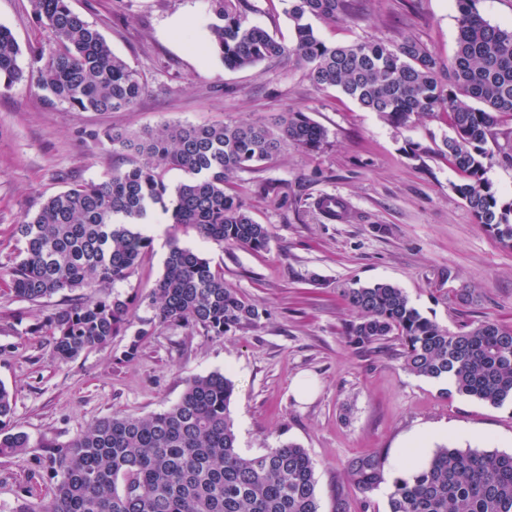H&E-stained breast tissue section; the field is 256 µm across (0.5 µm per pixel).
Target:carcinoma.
Listing matches in <instances>:
<instances>
[{
	"label": "carcinoma",
	"mask_w": 512,
	"mask_h": 512,
	"mask_svg": "<svg viewBox=\"0 0 512 512\" xmlns=\"http://www.w3.org/2000/svg\"><path fill=\"white\" fill-rule=\"evenodd\" d=\"M478 0H456L458 36L448 68L413 36L386 42L366 38L332 44L314 22L335 23L352 0H281L292 42L249 21L242 0H209L208 45L229 70L295 58L317 88H337L396 129L448 117L452 135L434 153L454 167V191L476 223L512 247V202H502L486 177L496 130L512 120V30L487 22ZM49 42L31 55L36 85L49 106L75 112L133 109L146 91L140 72L116 56L98 29L69 0H30ZM20 47L0 25V87L23 78ZM100 144L132 157L101 181L74 184L48 197L15 226L20 259L5 274L10 294L39 305L60 295L44 319L61 363L104 347L129 324L130 302L85 293L99 283L129 277L151 247L139 228L158 207L171 223L195 228L202 240L268 249L271 233L251 216L231 183L238 174L288 153L319 151L327 129L301 111L254 122L165 123L128 133H92ZM171 170L184 179L170 186ZM357 314L350 343L364 348L388 336L400 339L413 375L450 381L445 394L493 407L512 402V327L487 319L450 330L423 316L390 283L343 289ZM154 319L137 331L126 356L157 327H201L224 336L256 324L263 311L224 282L203 254L172 238L163 272L150 296ZM233 382L221 372L187 380L180 399L146 416L106 415L66 443L45 441L52 491L20 512H319L314 461L306 449L284 443L244 457L231 415ZM29 447L23 432L0 431V455ZM362 496L386 483L385 459L368 453L347 470ZM388 512H512V454L442 446L410 474L394 477Z\"/></svg>",
	"instance_id": "obj_1"
}]
</instances>
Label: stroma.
<instances>
[{"label": "stroma", "mask_w": 512, "mask_h": 512, "mask_svg": "<svg viewBox=\"0 0 512 512\" xmlns=\"http://www.w3.org/2000/svg\"><path fill=\"white\" fill-rule=\"evenodd\" d=\"M251 22L283 42L291 22L280 0H248ZM113 52L142 72L147 90L127 112H73L47 106L30 78L0 91V274L14 263V227L50 195L72 183L101 179L127 163L96 142L104 128L140 132L164 123L256 121L300 110L328 131L321 151L288 155L239 175L236 189L254 220L268 225V250L220 247L189 226L156 215L152 247L124 281L96 286L131 302L129 325L111 344L66 363L52 359L42 328L58 299L35 306L11 297L0 283V384L15 394L0 421L23 432L30 446L0 456V512L44 497L50 487L44 441L64 443L107 415L144 416L177 402L185 381L220 371L231 377V405L240 454L260 455L294 442L316 463L320 512H387V492L362 498L347 482L349 464L378 452L395 475L407 438L443 429L438 442L460 449L512 453V405L499 408L446 395L445 381L403 367L396 337L366 348L346 334L356 314L341 288L389 282L422 315L455 330L493 319L512 326V248L476 224L453 190L459 176L434 148L448 131L445 117L395 129L334 88L311 86L293 63L229 70L206 43L209 0H70ZM188 24L180 37L171 27ZM0 25L13 32L19 64L44 39L29 0H0ZM317 28L324 40L418 38L440 61L456 50L455 0H358L355 15ZM427 147L423 159L405 149ZM274 184L277 196L262 187ZM336 196L345 218L318 208ZM204 251L227 284L263 308L256 325L226 336L203 329L158 328L134 358L125 353L135 332L154 317L148 295L163 270L170 239ZM314 394L296 398V378Z\"/></svg>", "instance_id": "obj_1"}]
</instances>
